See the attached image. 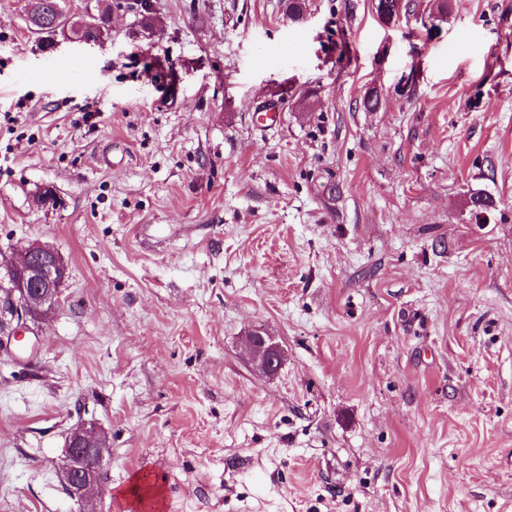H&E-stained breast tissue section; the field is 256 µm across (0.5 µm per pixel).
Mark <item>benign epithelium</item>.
Segmentation results:
<instances>
[{
  "mask_svg": "<svg viewBox=\"0 0 512 512\" xmlns=\"http://www.w3.org/2000/svg\"><path fill=\"white\" fill-rule=\"evenodd\" d=\"M25 253L20 261L0 259V267L11 275V286L4 289L5 295H0V313L16 320L18 330L27 326V320L58 305L67 274V262L51 246L32 245ZM246 342L255 370L269 377L277 375L284 362V350L274 337L256 328L246 336ZM104 462V443L97 432L85 426L75 430L62 464L68 494L84 502L90 500L100 485Z\"/></svg>",
  "mask_w": 512,
  "mask_h": 512,
  "instance_id": "obj_1",
  "label": "benign epithelium"
}]
</instances>
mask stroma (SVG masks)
I'll list each match as a JSON object with an SVG mask.
<instances>
[{
	"label": "stroma",
	"instance_id": "stroma-1",
	"mask_svg": "<svg viewBox=\"0 0 512 512\" xmlns=\"http://www.w3.org/2000/svg\"><path fill=\"white\" fill-rule=\"evenodd\" d=\"M149 2L66 0L111 13L88 45L0 0V255L68 263L0 327V512L155 476L163 512H512V0ZM90 425L87 504L60 467ZM250 360L259 373L273 377L280 371L284 362V350L282 346L264 332L262 328H256L246 336Z\"/></svg>",
	"mask_w": 512,
	"mask_h": 512
}]
</instances>
